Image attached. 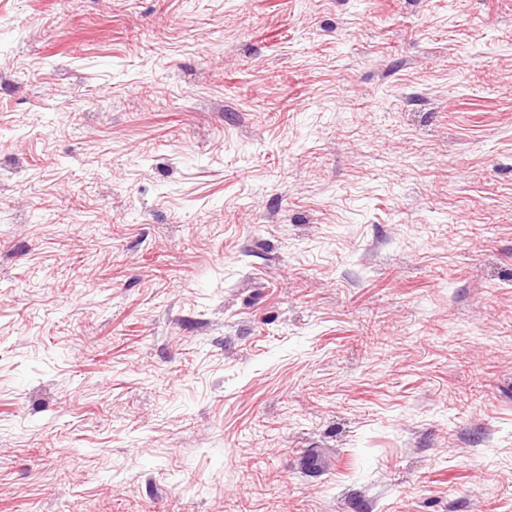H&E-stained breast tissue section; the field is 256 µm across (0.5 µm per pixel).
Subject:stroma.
<instances>
[{"label": "stroma", "instance_id": "obj_1", "mask_svg": "<svg viewBox=\"0 0 512 512\" xmlns=\"http://www.w3.org/2000/svg\"><path fill=\"white\" fill-rule=\"evenodd\" d=\"M0 512H512V0H0Z\"/></svg>", "mask_w": 512, "mask_h": 512}]
</instances>
